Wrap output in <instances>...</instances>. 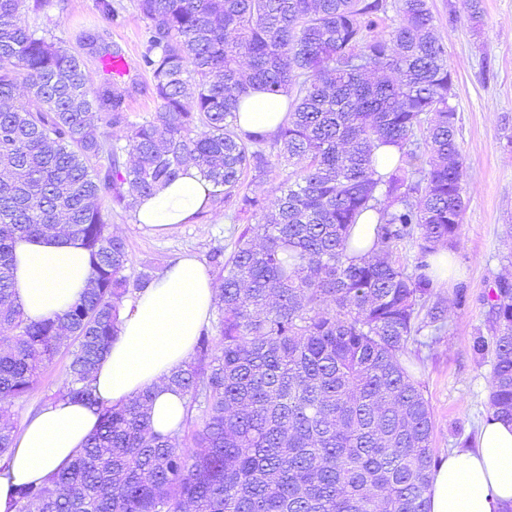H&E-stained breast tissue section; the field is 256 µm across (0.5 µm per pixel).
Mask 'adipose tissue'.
Returning a JSON list of instances; mask_svg holds the SVG:
<instances>
[{"label":"adipose tissue","mask_w":512,"mask_h":512,"mask_svg":"<svg viewBox=\"0 0 512 512\" xmlns=\"http://www.w3.org/2000/svg\"><path fill=\"white\" fill-rule=\"evenodd\" d=\"M286 111V96L254 90L243 101L238 124L246 131L271 132ZM211 190L198 167L187 163L175 181L138 198L135 220L159 233L192 223L209 210ZM14 255L16 292L28 319L64 312L89 284L90 255L65 233L18 240ZM215 295L207 268L186 255L127 299L119 312L118 337L93 375L100 398L119 406L152 390L154 429L177 430L185 399L168 388L167 378L193 354ZM97 426L91 409L62 400L25 420L9 467L0 474V512H7L16 487L40 482L69 462ZM426 497L428 512H512V423H484L474 448L443 458Z\"/></svg>","instance_id":"adipose-tissue-1"}]
</instances>
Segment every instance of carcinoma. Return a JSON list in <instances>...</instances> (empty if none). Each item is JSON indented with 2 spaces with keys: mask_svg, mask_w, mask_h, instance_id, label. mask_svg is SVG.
Returning a JSON list of instances; mask_svg holds the SVG:
<instances>
[{
  "mask_svg": "<svg viewBox=\"0 0 512 512\" xmlns=\"http://www.w3.org/2000/svg\"><path fill=\"white\" fill-rule=\"evenodd\" d=\"M44 0H0V399L19 398L68 350L55 400L82 402L99 424L44 482L15 491L14 512H427L441 459L433 415L402 361L424 331H447L437 255L456 248L466 168L454 77L429 0H135L148 23L140 67L160 101L132 122L107 78L88 85L78 53L22 18ZM26 100L10 104L18 86ZM288 97L274 132H244L241 102ZM127 128L125 144L105 128ZM398 148L387 173L378 150ZM129 154L133 166L120 157ZM288 172L272 198L242 177ZM191 159L212 205L260 216L234 251L211 256L222 285L215 328L169 384L186 396L172 433L151 425V391L107 406L91 374L118 332L123 301L142 291L112 210L175 180ZM377 216L372 246L352 229ZM62 224L91 256L82 298L64 313L25 317L12 278L17 240ZM417 243L411 267L393 261ZM492 334L473 337L493 361L486 420L512 422V276L487 294ZM14 418L0 409V474ZM370 217L371 214L366 213L363 215L360 218L359 224H356L352 230L353 245L356 247L355 255L364 254L371 246L376 224H367L370 223Z\"/></svg>",
  "mask_w": 512,
  "mask_h": 512,
  "instance_id": "carcinoma-1",
  "label": "carcinoma"
}]
</instances>
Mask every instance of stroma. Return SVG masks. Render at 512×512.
Instances as JSON below:
<instances>
[{"label":"stroma","mask_w":512,"mask_h":512,"mask_svg":"<svg viewBox=\"0 0 512 512\" xmlns=\"http://www.w3.org/2000/svg\"><path fill=\"white\" fill-rule=\"evenodd\" d=\"M112 2L120 13L114 22L103 17L98 0H45L37 22L80 54L92 86L105 78L94 43L108 44L125 56L129 70L113 82L126 95L131 120L139 121L159 109L151 77L139 67L146 22L132 0ZM430 3L454 74L453 103L466 167L459 245L451 254V278L439 288L448 305V330L432 345L408 355L410 369L432 408V447L442 458L452 450L472 447L487 416L492 361L474 355L472 338L475 332L490 331L489 307L483 297L494 277L512 273V0ZM476 5L482 13L478 23L471 19ZM255 221L252 214L228 206L160 234L136 223L132 212L116 209L110 230L127 243V276L154 278L185 255L210 264L214 250L231 252L243 227ZM460 287L468 294L461 307L455 304ZM68 365L67 354L57 355L44 367L33 390L8 402L15 423L33 415L61 386Z\"/></svg>","instance_id":"obj_1"}]
</instances>
